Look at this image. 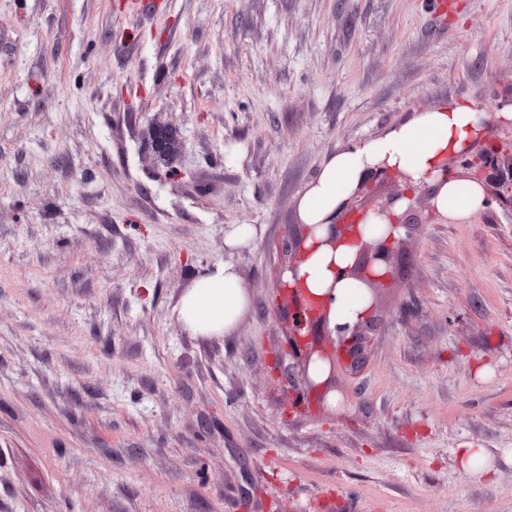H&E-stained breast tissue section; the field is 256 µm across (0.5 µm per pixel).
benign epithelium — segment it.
<instances>
[{
  "label": "benign epithelium",
  "instance_id": "obj_1",
  "mask_svg": "<svg viewBox=\"0 0 512 512\" xmlns=\"http://www.w3.org/2000/svg\"><path fill=\"white\" fill-rule=\"evenodd\" d=\"M141 143L144 149L149 152L156 164L165 168L170 167L178 156L180 136L177 127L167 124L158 125L150 123L141 131ZM453 160L459 166L467 170V177L477 178L482 181L488 178L486 170L491 167V162L483 152L473 154L467 150L455 157ZM372 176L389 178L397 183V187L386 197L372 198L369 204L364 206L347 205L344 213H356L366 215L371 212L385 221L383 239L358 238V249L353 261L343 270V275L348 278H359L364 271L377 263L384 265L385 271L382 277L366 283L370 294L380 283L394 276L396 271L395 256L404 251V246L413 225L419 223L416 204L419 203L418 189L410 186V177L397 169H377ZM343 216L332 219L327 225V234L321 240L330 249H336V244L341 242L347 233L352 230L353 225L342 223ZM303 234L300 237L288 240L284 243L283 249L289 253L291 259L288 265L282 267L281 272L294 270L298 255L305 249V243L310 235L311 228L302 225ZM292 310L288 316V340L287 347L283 349L277 361V369L286 374L285 381L291 386L302 382L310 389L321 391V397L332 389L334 377L335 356L329 354L325 348L326 341H317L314 329L323 330V337L336 336L349 345L348 354L351 363L356 365L362 360L363 340L368 331L372 330L373 321H359L354 325H331L330 311L331 299L323 297L320 301L322 310L312 311L310 308L311 299L304 290H294L289 296ZM292 359L289 367H284L285 359ZM316 361L326 363L328 373L324 380L315 382L312 380L309 369Z\"/></svg>",
  "mask_w": 512,
  "mask_h": 512
}]
</instances>
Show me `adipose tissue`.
<instances>
[{
	"label": "adipose tissue",
	"mask_w": 512,
	"mask_h": 512,
	"mask_svg": "<svg viewBox=\"0 0 512 512\" xmlns=\"http://www.w3.org/2000/svg\"><path fill=\"white\" fill-rule=\"evenodd\" d=\"M512 119V109L493 115L476 109L468 101H451L416 113L385 135L362 141L333 154L299 201L302 221L313 229L295 272L286 273L288 282H300L312 292L333 290L332 318L352 324L364 317L371 300L352 280H335L333 266H346L355 247L347 246L333 255L317 241L324 225L339 212L356 186L379 167L407 172L416 187L430 186L434 207L443 214L462 219L485 208L487 195L482 182L470 179H442L451 155L470 146L493 119ZM251 305L236 265L227 262L198 273L182 294L178 314L183 326L196 336L232 335Z\"/></svg>",
	"instance_id": "adipose-tissue-1"
}]
</instances>
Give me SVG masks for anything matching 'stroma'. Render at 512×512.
<instances>
[{
    "label": "stroma",
    "instance_id": "1",
    "mask_svg": "<svg viewBox=\"0 0 512 512\" xmlns=\"http://www.w3.org/2000/svg\"><path fill=\"white\" fill-rule=\"evenodd\" d=\"M453 99L512 104V0H0V512H512V203L420 201L335 402L275 368L308 184ZM224 261L251 308L192 335ZM140 134L142 146L153 156L155 163L169 168L179 154L180 136L177 127L149 123ZM256 229L251 224H232L224 229V247L235 250L252 245ZM251 305L240 272L230 262L204 269L182 294L178 314L195 336H231Z\"/></svg>",
    "mask_w": 512,
    "mask_h": 512
}]
</instances>
